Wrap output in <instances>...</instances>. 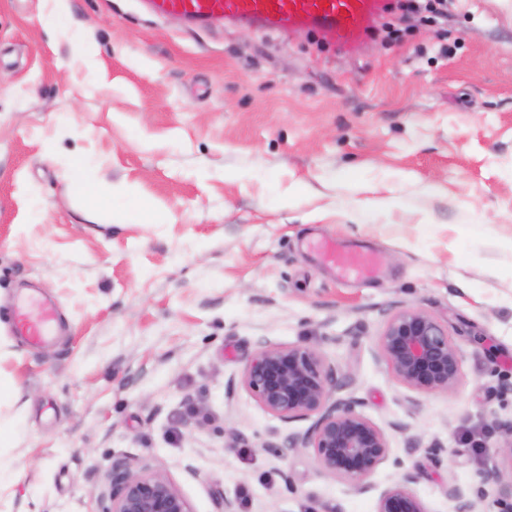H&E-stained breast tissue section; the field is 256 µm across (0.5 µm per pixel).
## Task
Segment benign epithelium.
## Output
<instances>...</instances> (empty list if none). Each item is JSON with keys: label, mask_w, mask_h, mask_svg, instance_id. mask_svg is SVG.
I'll return each mask as SVG.
<instances>
[{"label": "benign epithelium", "mask_w": 512, "mask_h": 512, "mask_svg": "<svg viewBox=\"0 0 512 512\" xmlns=\"http://www.w3.org/2000/svg\"><path fill=\"white\" fill-rule=\"evenodd\" d=\"M381 358L395 378L408 388L427 394L453 390L461 378V358L445 328L419 309H400L386 320L378 337ZM243 384L257 402L283 421L315 417L303 434L287 436L284 448H312L322 471L369 487L368 478L388 459L390 448L382 429L355 410V402L337 396L345 383L338 368L308 345L281 346L263 341L243 370ZM499 482V503L512 512V481ZM411 471L384 488L377 512H427L410 488ZM109 504L102 512H192L175 484L147 465L126 461L112 464ZM454 512H475L476 504L460 487L448 489Z\"/></svg>", "instance_id": "benign-epithelium-1"}]
</instances>
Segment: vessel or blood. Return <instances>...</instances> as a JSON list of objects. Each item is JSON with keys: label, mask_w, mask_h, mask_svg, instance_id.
<instances>
[{"label": "vessel or blood", "mask_w": 512, "mask_h": 512, "mask_svg": "<svg viewBox=\"0 0 512 512\" xmlns=\"http://www.w3.org/2000/svg\"><path fill=\"white\" fill-rule=\"evenodd\" d=\"M155 13L175 15L198 25L217 21L255 26L275 32L308 29L324 34L338 50H350L369 37L390 0H150ZM324 252L343 270L363 271L367 259L356 252H341L324 245ZM51 309H43L41 321L30 320L26 311L16 313V326L33 341L48 334Z\"/></svg>", "instance_id": "obj_1"}]
</instances>
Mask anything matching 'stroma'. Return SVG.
Instances as JSON below:
<instances>
[{"label":"stroma","mask_w":512,"mask_h":512,"mask_svg":"<svg viewBox=\"0 0 512 512\" xmlns=\"http://www.w3.org/2000/svg\"><path fill=\"white\" fill-rule=\"evenodd\" d=\"M65 16L45 27L44 19ZM118 189L91 210L66 164ZM150 201L162 219L136 209ZM327 238L376 257L340 275ZM57 331L14 324L22 293ZM420 309L462 355L445 394L379 357ZM317 347L386 434L366 492L281 453L242 383L261 341ZM0 512H101L118 459L164 472L192 512H377L403 471L428 512L450 487L500 512L488 474L512 422V0H447L400 41L343 53L153 16L146 0H0ZM42 321L35 322L30 320L26 311L20 308L16 312V326L25 336L30 337L34 342H38L45 336H48L49 329L47 324L52 320V311L49 308H42Z\"/></svg>","instance_id":"35a3bbf8"}]
</instances>
